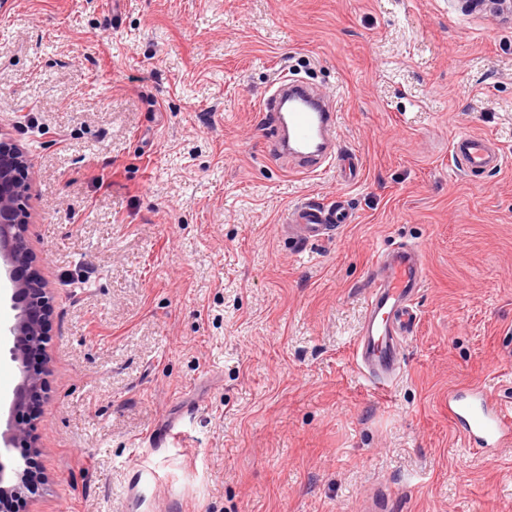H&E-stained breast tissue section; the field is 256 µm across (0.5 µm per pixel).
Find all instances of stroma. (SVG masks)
<instances>
[{"instance_id": "35a3bbf8", "label": "stroma", "mask_w": 512, "mask_h": 512, "mask_svg": "<svg viewBox=\"0 0 512 512\" xmlns=\"http://www.w3.org/2000/svg\"><path fill=\"white\" fill-rule=\"evenodd\" d=\"M288 75L334 96L338 169L263 151ZM0 133L28 150L52 288L19 512H512V446L448 389L512 406V23L459 0H0ZM462 133L500 168L474 185ZM355 221L297 250L303 202ZM424 248L385 387L353 354L378 252ZM452 151L462 172L469 178L492 172L501 163L498 147L486 136L470 133L460 135L453 140ZM448 420L479 448L512 444V411L476 386L448 389Z\"/></svg>"}]
</instances>
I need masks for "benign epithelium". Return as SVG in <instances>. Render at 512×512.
Returning <instances> with one entry per match:
<instances>
[{"label": "benign epithelium", "mask_w": 512, "mask_h": 512, "mask_svg": "<svg viewBox=\"0 0 512 512\" xmlns=\"http://www.w3.org/2000/svg\"><path fill=\"white\" fill-rule=\"evenodd\" d=\"M467 9L492 5L512 19V0H461ZM30 161L25 149L10 138H0V258L6 266L10 282L13 322L6 333L11 346L10 359L19 372L20 381L11 402V415H16L29 403L45 398L48 369L35 367L30 355L43 353L48 364L47 336L53 314L47 282L42 277L37 256L28 238L29 196L24 188ZM0 441L5 447L17 444L32 446L28 430L20 421H12ZM29 489L27 471L19 466L11 469L0 460V506L5 501L25 497Z\"/></svg>", "instance_id": "obj_1"}]
</instances>
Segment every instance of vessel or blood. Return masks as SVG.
<instances>
[{"mask_svg": "<svg viewBox=\"0 0 512 512\" xmlns=\"http://www.w3.org/2000/svg\"><path fill=\"white\" fill-rule=\"evenodd\" d=\"M264 119L273 133L267 149L276 160L292 159L300 170L313 172L331 165L348 179H357L358 163L335 149L337 116L333 106L293 80L278 81L263 102ZM454 157L470 178L496 170L501 155L488 137L464 134L452 142ZM344 202L301 204L288 214L286 229L293 244L327 240L352 223ZM421 246L397 247L379 253L368 272L369 296L362 329L355 343L358 363L378 382H387L402 363L403 337L416 327L414 300L424 283ZM448 419L470 444L480 448L512 445V409L484 389L450 388Z\"/></svg>", "mask_w": 512, "mask_h": 512, "instance_id": "1", "label": "vessel or blood"}]
</instances>
